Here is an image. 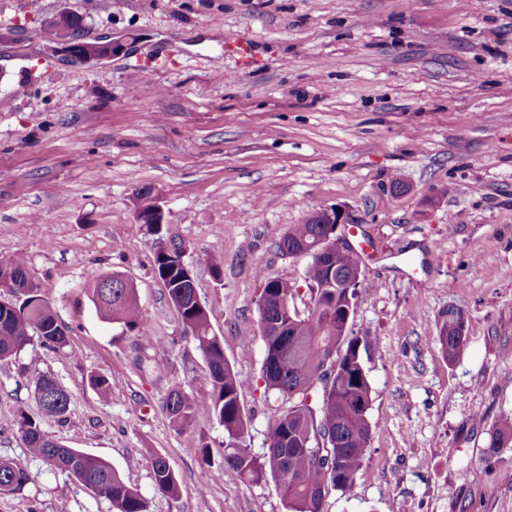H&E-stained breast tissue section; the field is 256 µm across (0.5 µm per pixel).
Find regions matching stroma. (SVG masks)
<instances>
[{
    "mask_svg": "<svg viewBox=\"0 0 512 512\" xmlns=\"http://www.w3.org/2000/svg\"><path fill=\"white\" fill-rule=\"evenodd\" d=\"M64 10L120 50L55 51L47 22ZM143 186L244 383L254 456L288 406L262 378L261 278L294 284L306 311L309 259L277 243L333 207L361 257L349 329L373 342L372 434L325 512H512V447L486 452L512 416V0H0V259H25L68 329L64 347L35 338L0 361V458L31 473L0 512H112L30 456L7 424L20 411L108 461L147 512H287L273 481L225 465L207 402L184 428L166 414L171 390L210 384L135 217ZM112 273L151 340L97 314L87 287ZM452 306L467 314L453 362L431 341ZM43 374L69 395L64 419L40 413ZM158 455L176 497L155 488Z\"/></svg>",
    "mask_w": 512,
    "mask_h": 512,
    "instance_id": "obj_1",
    "label": "stroma"
}]
</instances>
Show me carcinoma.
Returning <instances> with one entry per match:
<instances>
[{"label":"carcinoma","instance_id":"1","mask_svg":"<svg viewBox=\"0 0 512 512\" xmlns=\"http://www.w3.org/2000/svg\"><path fill=\"white\" fill-rule=\"evenodd\" d=\"M62 23L79 37L85 15L76 11L52 17L50 24ZM320 224H293L281 240L290 246L313 244L323 235ZM183 251L173 247L156 253L159 277L168 280L167 295L178 307L181 322L204 354L211 390L205 400L224 427V463L233 467L247 481L257 483L267 478L279 487L289 512H324L328 489L349 491L358 476L371 437L368 410L371 386L359 350V338L344 334L343 317L356 304L355 292L344 284L332 283L327 271L311 262L305 270L307 282L315 285L306 314L295 306L283 315L284 335L265 346L262 372L266 388L278 392L290 406L269 432L267 453L257 458L245 445L246 421L240 404L243 383L224 357V347L210 329L205 308L194 298L191 283L183 277ZM13 273L29 283L30 293L21 299L0 304V360L18 355L37 335L46 346L67 344V330L58 321L52 305L40 293V285L27 272L23 259L5 261ZM263 287L256 305L266 296L295 299L297 289L285 280L261 276ZM89 298L104 318L121 323L140 335H146L135 288L112 275V284L89 288ZM435 340L450 361L458 359L467 344L466 320L455 307L437 325ZM321 384L317 408L307 404L308 391ZM40 404L41 414L63 417L69 405L68 394L61 388ZM196 396L181 389L168 394L164 407L172 423H189ZM10 426L17 428L33 457L66 472L81 484L103 481L99 496L108 500L115 512H147L141 494L127 485L112 465L102 458L67 448L44 433L39 422L23 412L13 415ZM512 447V418H506L489 433L490 454ZM156 489L167 496L178 494V482L168 470L164 458L152 462ZM31 480L26 466L0 458V495L21 492Z\"/></svg>","mask_w":512,"mask_h":512}]
</instances>
